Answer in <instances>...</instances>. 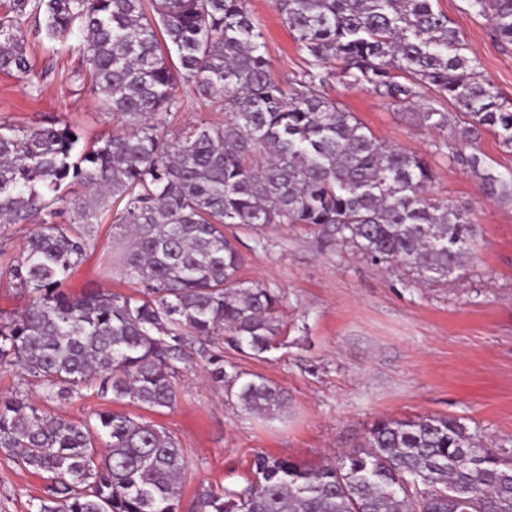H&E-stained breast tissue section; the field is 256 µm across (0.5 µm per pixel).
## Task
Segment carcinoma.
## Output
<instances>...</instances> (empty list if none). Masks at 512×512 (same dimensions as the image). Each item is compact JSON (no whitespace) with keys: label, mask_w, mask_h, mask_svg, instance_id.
<instances>
[{"label":"carcinoma","mask_w":512,"mask_h":512,"mask_svg":"<svg viewBox=\"0 0 512 512\" xmlns=\"http://www.w3.org/2000/svg\"><path fill=\"white\" fill-rule=\"evenodd\" d=\"M470 2L511 46L512 0ZM274 6L308 55L291 89L272 74L247 0H0V72L38 91L24 22L49 42L78 29L88 88L127 124L85 148L52 115L36 126L0 120V224L33 225L22 255L0 265V283L30 295L22 315L0 323V367L19 366L46 399L94 389L171 409L188 336L259 358L284 346L281 296L240 278L230 226H315L420 281L463 265L475 235L467 212L431 196L423 157L385 146L324 87L334 75L415 105L420 125L467 141L496 129L510 150L512 99L478 76L432 0ZM179 84L225 112L224 122L169 136ZM452 158L512 200V175L494 173L476 151ZM106 223L123 243L119 271L133 293H67ZM210 364L243 410L274 419L287 409L286 392L266 379L227 372L217 354ZM0 450L50 481L38 512L181 506L186 452L122 411L73 422L1 395ZM189 512H512V459L456 418H387L333 463L257 454L241 486L202 487Z\"/></svg>","instance_id":"1"}]
</instances>
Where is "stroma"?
I'll return each instance as SVG.
<instances>
[{
  "instance_id": "1",
  "label": "stroma",
  "mask_w": 512,
  "mask_h": 512,
  "mask_svg": "<svg viewBox=\"0 0 512 512\" xmlns=\"http://www.w3.org/2000/svg\"><path fill=\"white\" fill-rule=\"evenodd\" d=\"M474 58L481 78L512 98V47L496 39L487 17L468 0H433ZM263 33L274 77L296 83L306 67L300 49L273 0H248ZM81 36L72 33L60 52L31 42V63L40 92L0 74V118L32 124L47 113L70 122L92 141L121 131L120 117L91 94ZM327 92L383 144L425 158L433 174L432 195L467 210L477 235L462 268L440 282L419 283L410 268H385L350 245L331 241L303 224L236 228L244 258L243 280L279 292L286 344L263 358L228 351L237 370L264 377L288 394V411L276 421L245 412L209 376L212 346L191 341L189 359L175 378L174 408L152 412L132 403L113 405L94 392L65 401L43 399L30 376L0 368V395L36 399L40 409L76 422L119 407L132 417L167 429L184 448L190 468L182 507L204 486L235 487L255 454L294 458L308 464L340 459L363 444L368 428L385 418L447 415L479 430L498 453L512 455V202L483 189L480 180L451 159L436 131L417 125L409 109L355 86L330 79ZM165 128L176 133L204 119L220 123L185 88ZM112 227L104 224L85 260L65 285L125 293L110 263ZM45 482L0 452V512H36Z\"/></svg>"
}]
</instances>
